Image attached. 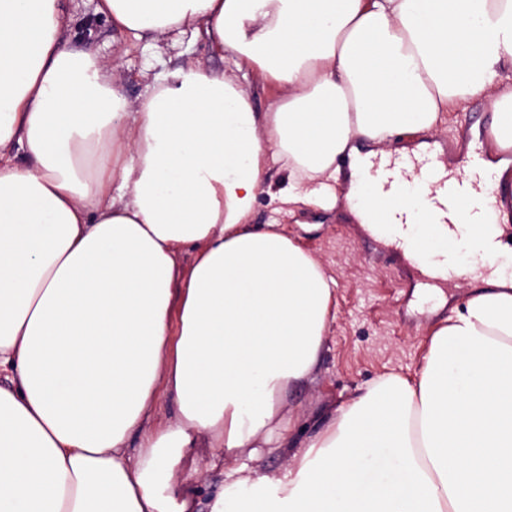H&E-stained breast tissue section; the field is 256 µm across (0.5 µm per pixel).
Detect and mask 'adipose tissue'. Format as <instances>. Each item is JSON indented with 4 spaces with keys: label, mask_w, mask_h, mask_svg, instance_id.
Masks as SVG:
<instances>
[{
    "label": "adipose tissue",
    "mask_w": 512,
    "mask_h": 512,
    "mask_svg": "<svg viewBox=\"0 0 512 512\" xmlns=\"http://www.w3.org/2000/svg\"><path fill=\"white\" fill-rule=\"evenodd\" d=\"M98 9L138 41L205 37L231 71L187 63L133 106L120 60L66 47L61 0H0V512H200L204 457L224 469L207 512H512L505 225L503 266L431 333L420 377L381 376L308 434L283 407L312 380L334 281L252 221L278 164L280 202L333 201L345 178L371 231L375 145L491 90L487 138L511 151L512 0ZM162 392L178 413L154 429ZM244 451L291 464L244 475Z\"/></svg>",
    "instance_id": "adipose-tissue-1"
}]
</instances>
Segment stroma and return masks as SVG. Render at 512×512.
<instances>
[{"label":"stroma","instance_id":"1","mask_svg":"<svg viewBox=\"0 0 512 512\" xmlns=\"http://www.w3.org/2000/svg\"><path fill=\"white\" fill-rule=\"evenodd\" d=\"M71 46L107 61L123 63V93L138 102L154 77H168L186 60L221 72L228 64L206 39L188 34L161 36L155 46H131L127 34L115 30L98 12V0H62ZM492 107L473 100L467 112H452L448 122L425 137H408L403 147L428 142L438 157L455 166L464 158L473 130H486ZM258 224H282L289 236L315 256L336 281L325 349L315 370V383L298 389L287 409L301 425L316 422L367 388L385 373L417 377L428 354L432 330L461 304L469 282L425 287L420 274L387 245L372 239L350 214L344 201L333 206L285 205L260 194L254 205Z\"/></svg>","mask_w":512,"mask_h":512}]
</instances>
